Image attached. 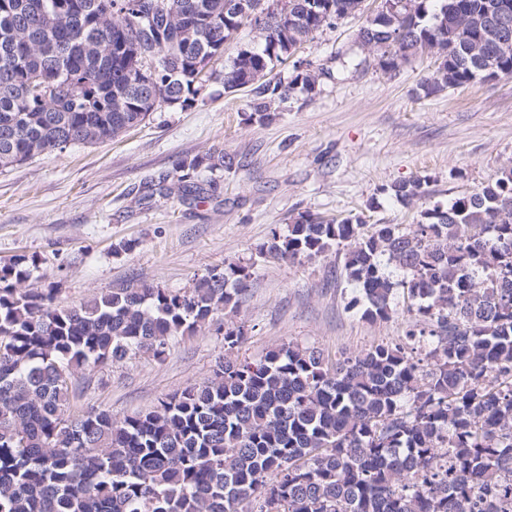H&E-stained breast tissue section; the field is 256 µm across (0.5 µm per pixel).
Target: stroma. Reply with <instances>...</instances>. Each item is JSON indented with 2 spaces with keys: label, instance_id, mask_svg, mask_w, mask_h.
<instances>
[{
  "label": "stroma",
  "instance_id": "obj_1",
  "mask_svg": "<svg viewBox=\"0 0 512 512\" xmlns=\"http://www.w3.org/2000/svg\"><path fill=\"white\" fill-rule=\"evenodd\" d=\"M381 6L364 0L303 44L298 61L328 74L314 91L291 93L271 120L246 121L250 94L208 82L189 105H162L113 139L0 170V265L37 256L30 285L54 289L60 305L144 283L183 290L227 261L250 267L245 298L222 325L174 339L164 361L139 355L87 370L70 411L121 418L205 381L224 356L227 326L246 333L242 360L294 342L333 361L405 338L407 313L370 324L349 309L354 290L337 278L335 252L294 265L259 255L272 230L305 212L416 223L512 160V76L427 93L440 62L434 49L381 70L358 38ZM206 154L233 165L200 170L199 198L160 193L159 180L176 182L181 159ZM416 178L427 182L425 198L406 206L391 197L393 185Z\"/></svg>",
  "mask_w": 512,
  "mask_h": 512
}]
</instances>
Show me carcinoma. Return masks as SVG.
I'll list each match as a JSON object with an SVG mask.
<instances>
[{
    "label": "carcinoma",
    "mask_w": 512,
    "mask_h": 512,
    "mask_svg": "<svg viewBox=\"0 0 512 512\" xmlns=\"http://www.w3.org/2000/svg\"><path fill=\"white\" fill-rule=\"evenodd\" d=\"M195 5L186 16L181 7ZM155 28L133 23L131 0H0V170L75 144L94 145L185 103L212 79L253 95L249 120L270 118L324 71L271 76L313 35L358 12L361 0H277L281 20L258 46L205 76L194 59L224 54L249 19L228 0H156ZM392 0L360 29L387 41L384 71L438 45L427 92L479 75L512 76V39L471 25L512 0ZM431 23H426L427 15ZM155 69L159 90L143 82ZM217 163L183 160L194 175ZM427 181L392 186L408 205ZM415 224L305 214L273 230L259 253L299 263L348 243L336 272L356 289L348 307L376 324L412 320L403 343H379L330 364L311 347L233 356L205 381L154 409L116 419L67 412L82 370L147 354L238 307L249 267L228 262L185 290L144 283L60 308L53 289L28 288L39 261L0 266V512H512V163Z\"/></svg>",
    "instance_id": "obj_1"
}]
</instances>
